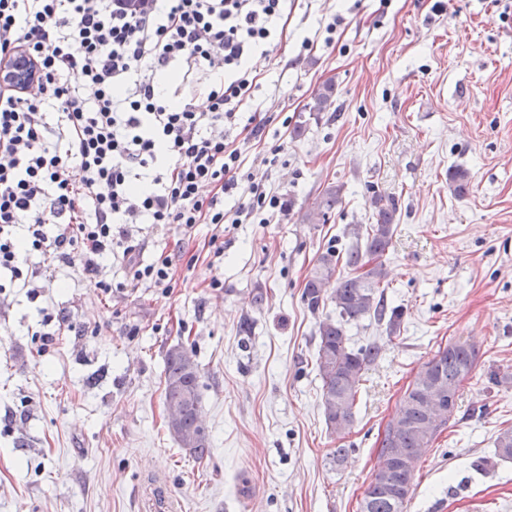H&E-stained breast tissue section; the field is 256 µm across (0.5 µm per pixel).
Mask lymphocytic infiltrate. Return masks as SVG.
Wrapping results in <instances>:
<instances>
[{
    "label": "lymphocytic infiltrate",
    "mask_w": 512,
    "mask_h": 512,
    "mask_svg": "<svg viewBox=\"0 0 512 512\" xmlns=\"http://www.w3.org/2000/svg\"><path fill=\"white\" fill-rule=\"evenodd\" d=\"M288 0H0V59L39 64L29 91L0 88V291L58 266L103 293L105 259L130 288L170 290L197 225L223 233L282 213L281 196L241 170L228 135L256 76L247 65ZM206 94L205 109L194 103ZM246 195L235 214L225 198ZM176 225L175 253L140 259L137 224Z\"/></svg>",
    "instance_id": "lymphocytic-infiltrate-1"
}]
</instances>
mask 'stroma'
<instances>
[{"mask_svg":"<svg viewBox=\"0 0 512 512\" xmlns=\"http://www.w3.org/2000/svg\"><path fill=\"white\" fill-rule=\"evenodd\" d=\"M277 26L251 60L258 84L242 119L259 135L242 157L290 210L225 225L216 262L212 228L198 225V261L167 293L104 296L64 266L62 287L38 298L0 292V512H358L378 435L420 366L457 342L478 347L476 369L405 512H512V460L495 457L512 380L485 383L490 371L512 377V0H288ZM328 79L336 109L310 118ZM275 145L284 164L270 170L260 159ZM458 165L472 176L463 198L448 190ZM336 183L329 221L302 222ZM375 193L397 203L384 299L406 315L397 336L369 318L350 327L352 345L377 343L380 356L339 438L315 367L318 323L336 310L310 311L301 293L321 253L371 224ZM177 344L200 368L211 439L200 461L165 423L164 356ZM338 448L349 451L340 466Z\"/></svg>","mask_w":512,"mask_h":512,"instance_id":"stroma-1","label":"stroma"}]
</instances>
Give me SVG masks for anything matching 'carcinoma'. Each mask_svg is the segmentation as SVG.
Wrapping results in <instances>:
<instances>
[{
    "mask_svg": "<svg viewBox=\"0 0 512 512\" xmlns=\"http://www.w3.org/2000/svg\"><path fill=\"white\" fill-rule=\"evenodd\" d=\"M336 84L328 80L319 86L305 106L310 113L336 111ZM470 172L460 166L448 170V189L457 198L470 190ZM344 186L330 185L320 193L302 220L327 222L342 203ZM371 205L376 223L355 232V243L343 251L322 253L307 276L303 299L316 312L331 303L336 318L318 324L315 365L321 379L320 401L327 428L342 434L353 422L356 395L368 366L379 356L380 347L369 343L351 345L348 326L369 317L385 325L388 335L400 332L405 311L389 307L379 293L387 271L382 261L394 235L397 204L394 199L373 194ZM343 268L346 274L338 272ZM478 350L465 343L448 344L423 363L402 395L395 417L387 424L379 442L380 464L364 490L359 512H404L414 493V473L421 457L448 425L458 407L463 383L476 367ZM200 371L193 356L182 346L167 350L164 361V403L184 408L179 426L167 425L169 433L192 457L202 460L210 454V439L201 427ZM393 448L408 451L402 466L385 472V457ZM495 456L512 460V428L498 432Z\"/></svg>",
    "mask_w": 512,
    "mask_h": 512,
    "instance_id": "carcinoma-1",
    "label": "carcinoma"
}]
</instances>
